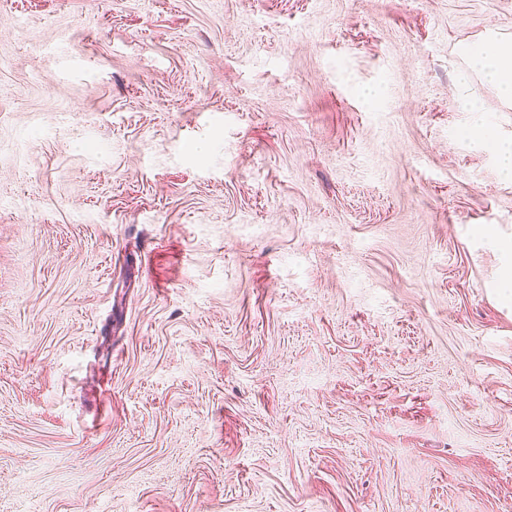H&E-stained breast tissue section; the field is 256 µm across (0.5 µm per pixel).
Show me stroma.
Returning a JSON list of instances; mask_svg holds the SVG:
<instances>
[{
  "mask_svg": "<svg viewBox=\"0 0 512 512\" xmlns=\"http://www.w3.org/2000/svg\"><path fill=\"white\" fill-rule=\"evenodd\" d=\"M497 43L512 0H0V512H512ZM469 65L494 84L508 100L512 99V50L484 45L467 49Z\"/></svg>",
  "mask_w": 512,
  "mask_h": 512,
  "instance_id": "stroma-1",
  "label": "stroma"
}]
</instances>
